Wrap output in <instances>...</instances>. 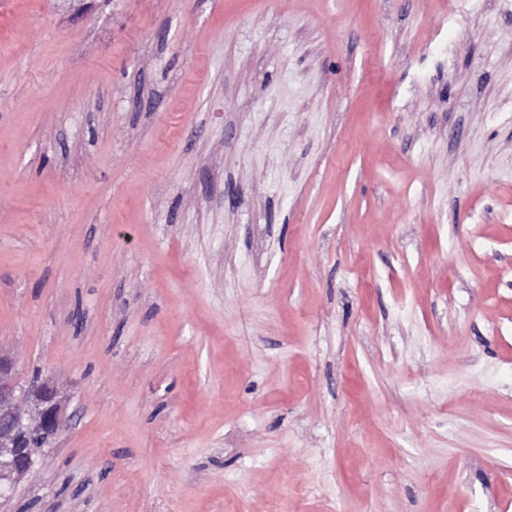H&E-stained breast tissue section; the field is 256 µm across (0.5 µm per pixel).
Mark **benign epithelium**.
I'll return each mask as SVG.
<instances>
[{"instance_id": "obj_1", "label": "benign epithelium", "mask_w": 512, "mask_h": 512, "mask_svg": "<svg viewBox=\"0 0 512 512\" xmlns=\"http://www.w3.org/2000/svg\"><path fill=\"white\" fill-rule=\"evenodd\" d=\"M68 395L52 378L41 377L23 390L13 374L12 361L0 356V498L12 492L38 464V459L20 457L18 436L23 432L50 433L55 437L65 427Z\"/></svg>"}]
</instances>
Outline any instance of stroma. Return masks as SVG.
<instances>
[{"instance_id":"1","label":"stroma","mask_w":512,"mask_h":512,"mask_svg":"<svg viewBox=\"0 0 512 512\" xmlns=\"http://www.w3.org/2000/svg\"><path fill=\"white\" fill-rule=\"evenodd\" d=\"M0 353V512H512V0H0ZM12 361L0 356V498L12 492L38 464V458H20L18 436L49 432L53 439L65 427L68 395L52 378L40 377L22 390Z\"/></svg>"}]
</instances>
